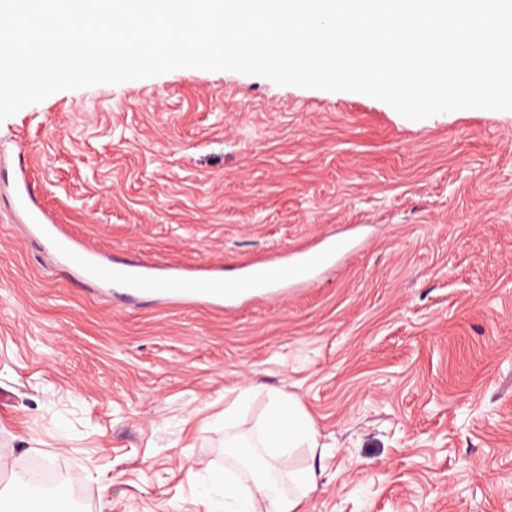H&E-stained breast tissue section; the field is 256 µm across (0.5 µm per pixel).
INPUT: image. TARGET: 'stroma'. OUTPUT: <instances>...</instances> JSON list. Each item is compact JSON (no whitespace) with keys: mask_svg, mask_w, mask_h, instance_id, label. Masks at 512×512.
Instances as JSON below:
<instances>
[{"mask_svg":"<svg viewBox=\"0 0 512 512\" xmlns=\"http://www.w3.org/2000/svg\"><path fill=\"white\" fill-rule=\"evenodd\" d=\"M99 250L238 268L331 236L313 284L227 316L77 283L12 220ZM299 398L327 451L303 512H512V111L422 120L354 92L176 69L0 122V458L79 512H205L243 384ZM254 389L253 386L240 387L237 398L227 406H224V431L233 429L236 426V420L242 408L250 403Z\"/></svg>","mask_w":512,"mask_h":512,"instance_id":"1","label":"stroma"}]
</instances>
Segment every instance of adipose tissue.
<instances>
[{
  "label": "adipose tissue",
  "instance_id": "1",
  "mask_svg": "<svg viewBox=\"0 0 512 512\" xmlns=\"http://www.w3.org/2000/svg\"><path fill=\"white\" fill-rule=\"evenodd\" d=\"M318 431L311 416L292 395H269L257 439L231 437L226 446L235 465L250 474L251 488H241L232 472L215 473L204 491L206 512H301L304 498L314 492L322 467H285L295 449H317Z\"/></svg>",
  "mask_w": 512,
  "mask_h": 512
}]
</instances>
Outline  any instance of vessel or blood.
Returning a JSON list of instances; mask_svg holds the SVG:
<instances>
[{
	"label": "vessel or blood",
	"instance_id": "b4317fda",
	"mask_svg": "<svg viewBox=\"0 0 512 512\" xmlns=\"http://www.w3.org/2000/svg\"><path fill=\"white\" fill-rule=\"evenodd\" d=\"M25 171V162H18L13 214L24 219L32 237L56 254L66 274L102 292L120 287L133 298L162 303L193 301L231 313L257 296L313 282L339 249L335 238L327 237L319 248L292 251L275 261H258L233 270L221 266L188 269L158 264L136 254L112 256L76 238L67 225L40 208Z\"/></svg>",
	"mask_w": 512,
	"mask_h": 512
}]
</instances>
